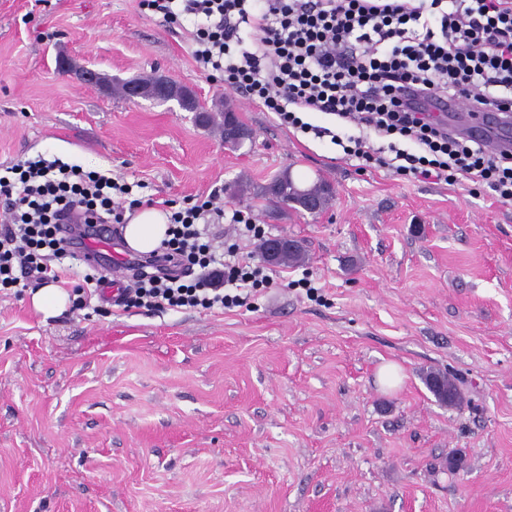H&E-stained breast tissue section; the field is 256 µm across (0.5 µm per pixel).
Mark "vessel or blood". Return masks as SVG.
<instances>
[{
    "label": "vessel or blood",
    "mask_w": 512,
    "mask_h": 512,
    "mask_svg": "<svg viewBox=\"0 0 512 512\" xmlns=\"http://www.w3.org/2000/svg\"><path fill=\"white\" fill-rule=\"evenodd\" d=\"M430 114L460 136L490 143L500 150L512 148V127L503 122L501 113L484 111L474 115L460 102L440 98L431 102Z\"/></svg>",
    "instance_id": "1"
}]
</instances>
